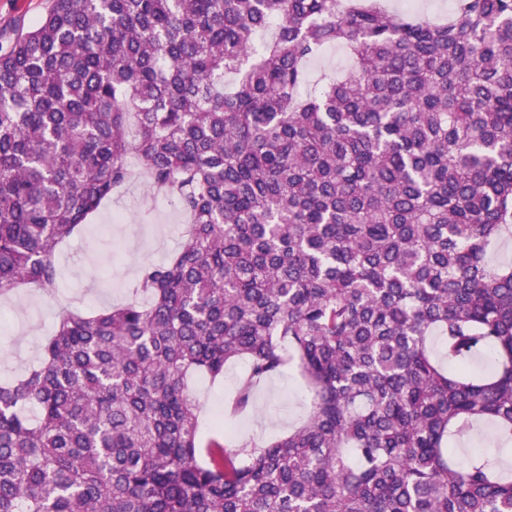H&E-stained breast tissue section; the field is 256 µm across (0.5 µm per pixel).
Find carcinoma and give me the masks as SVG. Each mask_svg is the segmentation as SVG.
I'll return each instance as SVG.
<instances>
[{
    "mask_svg": "<svg viewBox=\"0 0 512 512\" xmlns=\"http://www.w3.org/2000/svg\"><path fill=\"white\" fill-rule=\"evenodd\" d=\"M131 157L185 241L0 386V512H512L454 452L512 447V0H49L0 46V294L55 290ZM237 359L230 415L293 366L305 421L201 440L187 379ZM405 1H414L411 7L413 11L433 22L448 18L454 2L453 0H389L387 3L392 9L403 11L408 10ZM352 66L348 51L342 47L327 48L324 53L309 65L313 84L345 75Z\"/></svg>",
    "mask_w": 512,
    "mask_h": 512,
    "instance_id": "carcinoma-1",
    "label": "carcinoma"
}]
</instances>
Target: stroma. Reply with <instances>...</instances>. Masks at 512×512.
I'll list each match as a JSON object with an SVG mask.
<instances>
[{
	"mask_svg": "<svg viewBox=\"0 0 512 512\" xmlns=\"http://www.w3.org/2000/svg\"><path fill=\"white\" fill-rule=\"evenodd\" d=\"M47 0H0V44L20 26H31L46 10ZM185 219L176 204L147 184L134 169L126 187L106 202L81 232L59 252L54 295L24 290L0 295V383L19 378L37 366L43 340L60 308L85 313L133 300L132 284L143 266L174 254L182 240ZM246 375L244 361L229 362L223 377L191 376L190 390L200 413L202 433H209L212 416ZM307 416L304 387L295 369L261 384L256 406L233 423L237 442L265 443L286 435Z\"/></svg>",
	"mask_w": 512,
	"mask_h": 512,
	"instance_id": "35a3bbf8",
	"label": "stroma"
}]
</instances>
